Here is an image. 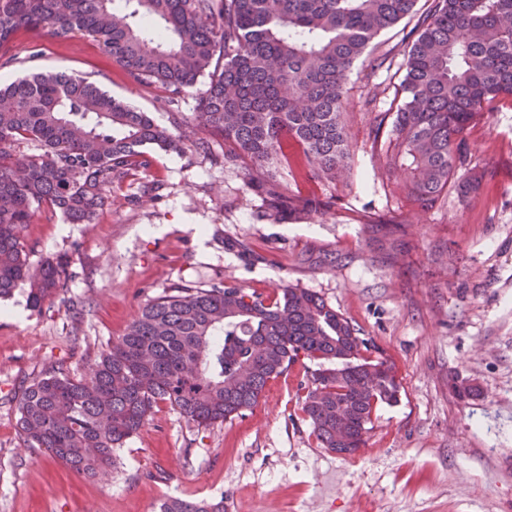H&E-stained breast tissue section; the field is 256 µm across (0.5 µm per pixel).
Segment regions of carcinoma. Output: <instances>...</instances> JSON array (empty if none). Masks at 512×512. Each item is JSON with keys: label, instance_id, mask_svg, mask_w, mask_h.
Listing matches in <instances>:
<instances>
[{"label": "carcinoma", "instance_id": "1", "mask_svg": "<svg viewBox=\"0 0 512 512\" xmlns=\"http://www.w3.org/2000/svg\"><path fill=\"white\" fill-rule=\"evenodd\" d=\"M113 2L0 0V67L15 62L25 33L45 28L59 43L94 38L128 79L161 87L170 103L196 92V127L220 137L224 164L244 168L265 194L261 216L285 220L317 215L324 202L288 190L284 147L297 145L307 178L334 181L349 169L348 73L364 57L373 70L390 69L391 53L367 50L415 15L418 0H124L120 10ZM413 33L389 107L371 113L372 150L423 208L484 176L473 167L458 176L469 164L464 133L512 94V0H431ZM149 146L185 150L179 127L84 77L33 72L0 85V300L23 289L39 311L64 290V265H33L23 228L39 212L93 223L114 183L150 168ZM400 223L374 213L365 229L387 237ZM224 245L247 263L266 260L242 241ZM375 350L304 288H176L142 308L89 376L59 368L35 379L18 398L17 425L30 447L95 477L158 404L199 426L242 417L303 357L316 365L301 412L318 444L360 448L377 410L401 394L395 366ZM161 512H224V499L176 498Z\"/></svg>", "mask_w": 512, "mask_h": 512}]
</instances>
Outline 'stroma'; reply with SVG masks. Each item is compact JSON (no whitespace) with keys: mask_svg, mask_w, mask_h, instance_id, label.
<instances>
[{"mask_svg":"<svg viewBox=\"0 0 512 512\" xmlns=\"http://www.w3.org/2000/svg\"><path fill=\"white\" fill-rule=\"evenodd\" d=\"M401 21L373 50L391 71L355 65L347 77L351 165L333 182L281 176L289 190L329 201L310 220H258L264 201L243 170L188 150H152L149 169L112 186L94 223L36 217L23 238L32 262L67 265L66 287L36 311L25 291L0 302V512H159L172 498H223L226 512H512V95L466 131L486 174L466 200L419 209L371 151L364 102L388 107L404 75ZM9 83L26 72L87 77L163 126L187 125L194 94L129 81L92 38L59 43L45 31L17 43ZM404 218V249L367 244L365 213ZM266 260L243 264L225 239ZM224 280L269 293L308 289L342 312L402 382L366 444L343 457L317 444L301 411L307 373L297 362L271 381L245 416L208 427L159 405L116 452L109 478L76 474L29 447L17 427L23 388L53 367L87 374L142 307L170 289ZM18 309L22 318L11 317ZM475 388L459 399L450 378Z\"/></svg>","mask_w":512,"mask_h":512,"instance_id":"35a3bbf8","label":"stroma"}]
</instances>
